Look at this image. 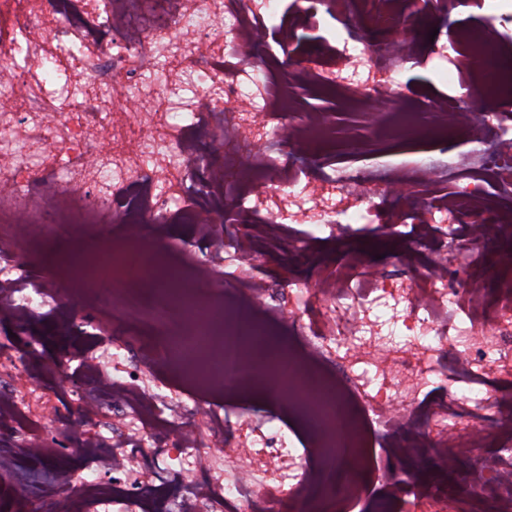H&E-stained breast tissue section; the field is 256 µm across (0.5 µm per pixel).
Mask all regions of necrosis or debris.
<instances>
[{
  "instance_id": "4bbe7bcc",
  "label": "necrosis or debris",
  "mask_w": 512,
  "mask_h": 512,
  "mask_svg": "<svg viewBox=\"0 0 512 512\" xmlns=\"http://www.w3.org/2000/svg\"><path fill=\"white\" fill-rule=\"evenodd\" d=\"M131 0H0V321L26 324L47 301L75 293L96 313L93 335L120 338L154 372L178 374L196 352L212 371L194 390L200 405L164 414L137 377L113 379L97 363L81 371L75 422L85 462L111 482L78 480L56 467L52 512H90L115 499L154 512L178 491L172 512H336L359 502L379 468L432 462L443 472L472 462L461 486L469 512H512V260L494 285L460 278L450 241H512V159L475 153L441 165L344 176L314 174L335 142L329 113L303 112L291 82L377 101L382 141L446 143L484 128L462 101L416 90L424 112L402 104L396 76L420 52L388 42L395 21L417 27L421 0H166L155 27L127 26ZM439 56L472 76L477 95L512 97V49L468 26ZM298 62L295 79L285 71ZM267 140L276 154L258 152ZM110 149L98 153L101 142ZM397 181L418 196L393 199ZM249 238L214 232L225 217ZM191 225L201 256L167 240ZM405 225L395 269L356 255L313 286L294 276L270 304L253 275L265 251L314 256L291 224ZM68 242L55 272L22 257L33 238ZM287 324L290 357L265 370L239 337L235 317ZM438 390L426 398L425 385ZM261 383L272 403L306 417L308 453L258 428L250 411L208 412L221 393ZM137 430L117 441L92 436L113 407ZM382 430L379 460H345ZM446 491L402 488L384 512H452Z\"/></svg>"
}]
</instances>
